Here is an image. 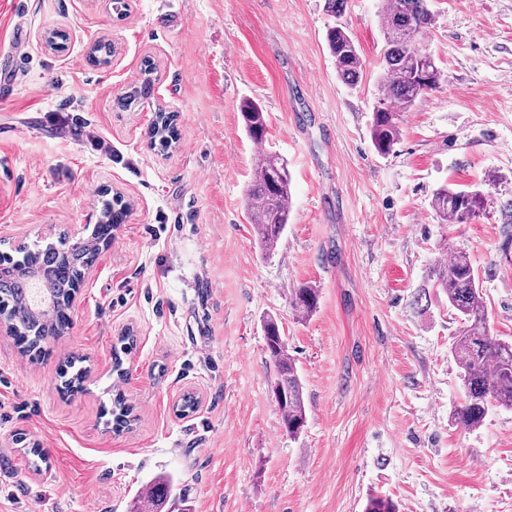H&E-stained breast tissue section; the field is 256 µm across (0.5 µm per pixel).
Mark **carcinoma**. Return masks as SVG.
I'll use <instances>...</instances> for the list:
<instances>
[{
    "instance_id": "carcinoma-1",
    "label": "carcinoma",
    "mask_w": 512,
    "mask_h": 512,
    "mask_svg": "<svg viewBox=\"0 0 512 512\" xmlns=\"http://www.w3.org/2000/svg\"><path fill=\"white\" fill-rule=\"evenodd\" d=\"M428 0H387L384 5L382 68L379 84L383 102L372 113L370 126L374 149L381 155L392 151L400 137V116L411 110L440 84L441 70L433 55L423 47L434 25ZM326 43L335 61L338 76L350 85L358 83L363 59L351 32L342 25L327 30ZM244 127L256 143L267 133V113L259 103L245 99L240 104ZM158 125L150 134L151 146L160 151L177 142L174 115L158 111ZM257 178L247 187L246 210L258 242L267 254L275 252L288 226L291 178L285 161L277 154L262 151L256 157ZM493 204L491 192L442 185L433 192L431 206L451 224H468ZM127 215V203L117 195L102 203L98 224L90 238L73 245H48L22 254L16 260L0 254V316L5 318L10 336L21 351L33 360L46 354L44 344L65 335L71 325V300L81 284L84 270L93 261L99 244L110 238L112 226ZM444 295L454 308L462 327L452 346V354L462 370L464 402L453 412L454 422L464 430L480 427L489 406L512 409V343L489 334L488 310L479 288V278L469 256L456 251L446 263H437L419 295ZM298 317L306 319L318 305V290L302 285L289 294ZM264 336L269 356L275 364L272 384L275 401L282 413L288 435L298 437L307 422L303 386L294 358L288 354L285 337L277 320L266 319ZM175 482L170 476L154 479L147 497L137 495L129 512H163ZM364 512H399L392 498L373 495Z\"/></svg>"
}]
</instances>
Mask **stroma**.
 <instances>
[{
  "instance_id": "1",
  "label": "stroma",
  "mask_w": 512,
  "mask_h": 512,
  "mask_svg": "<svg viewBox=\"0 0 512 512\" xmlns=\"http://www.w3.org/2000/svg\"><path fill=\"white\" fill-rule=\"evenodd\" d=\"M0 0V57L23 26L11 98L0 100V251L89 236L102 200L131 210L80 286L72 325L38 362L0 332V512H127L161 475L169 512H512V409L466 431L445 297L418 299L433 265L467 252L489 326L512 339V0H429L442 79L404 113L393 151L370 121L384 45L381 0ZM342 24L363 73L342 82L325 33ZM65 30L63 51L45 44ZM110 64L89 63L94 45ZM153 62L150 97L128 108ZM268 114L265 146L288 164L291 214L272 257L245 209L255 147L243 99ZM179 140L150 145L158 110ZM443 184L490 189L471 223L431 207ZM319 291L300 319L288 293ZM296 361L307 425L290 439L270 384L262 323ZM134 342L118 381L112 349ZM88 373L61 387L68 361ZM193 394L198 408L177 415ZM123 397L128 428L110 410ZM25 442L15 443V434ZM39 447L33 456L31 447Z\"/></svg>"
}]
</instances>
